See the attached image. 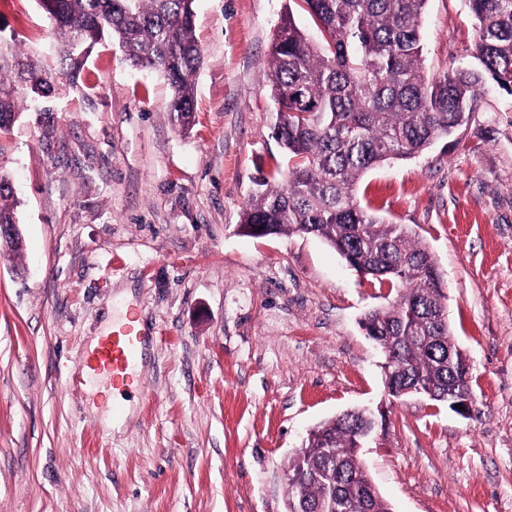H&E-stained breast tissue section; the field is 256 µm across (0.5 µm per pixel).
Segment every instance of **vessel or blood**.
<instances>
[{
  "label": "vessel or blood",
  "instance_id": "1",
  "mask_svg": "<svg viewBox=\"0 0 512 512\" xmlns=\"http://www.w3.org/2000/svg\"><path fill=\"white\" fill-rule=\"evenodd\" d=\"M151 339L139 327L136 319H127L113 328L111 335L102 337L89 364L95 372L109 375L113 389L123 391L134 384L135 374Z\"/></svg>",
  "mask_w": 512,
  "mask_h": 512
}]
</instances>
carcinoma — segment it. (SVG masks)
<instances>
[{
  "mask_svg": "<svg viewBox=\"0 0 512 512\" xmlns=\"http://www.w3.org/2000/svg\"><path fill=\"white\" fill-rule=\"evenodd\" d=\"M318 30L313 39L285 14L266 76L279 106L271 138L288 157V178L257 181L241 216L254 238L306 234L323 239L346 264L396 292L364 315L366 335L385 349L389 387L446 404L471 391L466 355L453 342L436 261L400 224H385L355 193L367 170L427 151L464 124L477 95L512 96V0H467L477 22L476 68L430 76L423 68L420 19L428 0H300ZM56 36L54 62L0 37V137L23 103L77 82L97 46L118 43L133 65L164 76L170 116L193 127L202 52L195 0H38ZM19 223L14 186L0 171V224ZM377 423L366 410L313 429L288 465V512H392L353 448Z\"/></svg>",
  "mask_w": 512,
  "mask_h": 512,
  "instance_id": "cac0c4a2",
  "label": "carcinoma"
}]
</instances>
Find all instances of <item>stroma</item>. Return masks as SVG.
I'll return each instance as SVG.
<instances>
[{
    "instance_id": "1",
    "label": "stroma",
    "mask_w": 512,
    "mask_h": 512,
    "mask_svg": "<svg viewBox=\"0 0 512 512\" xmlns=\"http://www.w3.org/2000/svg\"><path fill=\"white\" fill-rule=\"evenodd\" d=\"M195 124L118 46L0 138L24 250L0 253V512H286L308 430L369 407L362 456L393 512H512V96L482 94L449 137L368 170L357 196L436 259L473 411L393 397L363 314L384 292L311 235L254 238L259 173L286 171L265 70L289 0H196ZM34 59L54 41L37 0H0ZM434 75L475 65L466 0H429ZM136 309L155 341L116 426L89 343Z\"/></svg>"
}]
</instances>
